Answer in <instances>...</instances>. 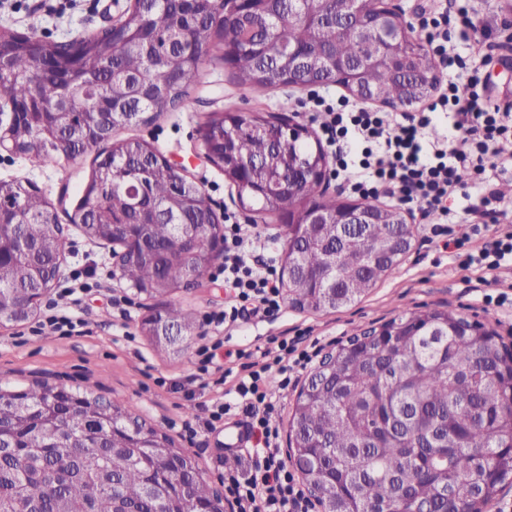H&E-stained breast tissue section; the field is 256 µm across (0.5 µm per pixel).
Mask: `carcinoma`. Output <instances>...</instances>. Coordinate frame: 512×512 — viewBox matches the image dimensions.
Masks as SVG:
<instances>
[{"instance_id": "cac0c4a2", "label": "carcinoma", "mask_w": 512, "mask_h": 512, "mask_svg": "<svg viewBox=\"0 0 512 512\" xmlns=\"http://www.w3.org/2000/svg\"><path fill=\"white\" fill-rule=\"evenodd\" d=\"M371 0H268L262 8L226 0H136L128 38L77 39L79 51L41 47L0 30V100L22 116L0 136L34 164L69 160L102 142L76 223L93 238L135 253L121 278L150 298L188 284L222 237L200 189L137 139L113 132L180 108L196 84L210 43L222 39L239 82L263 95L293 77L331 81L351 95L393 107L414 105L435 89L433 61L401 18L390 54L367 55L361 29L377 24ZM259 113L223 109L203 126L205 144L240 175L239 199L264 212L318 210L316 241L284 234L282 282L300 310L335 311L391 274L387 259L362 268L386 246L396 210L360 206L381 224L336 223L343 203L320 178L288 181L283 163L325 162L309 136L271 143ZM0 321L34 317L36 292L60 273L64 252L52 204L20 181H0ZM163 326L186 342L190 316L171 307ZM450 311L402 313L385 336H355L306 378L289 423V458L321 512H485L512 480V357L495 333ZM224 512V502L192 457L146 425L123 400L105 401L67 385L0 387V512Z\"/></svg>"}]
</instances>
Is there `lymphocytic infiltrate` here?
<instances>
[{
  "mask_svg": "<svg viewBox=\"0 0 512 512\" xmlns=\"http://www.w3.org/2000/svg\"><path fill=\"white\" fill-rule=\"evenodd\" d=\"M451 9L421 18L418 26L448 70V82L419 111L397 114L349 105L337 99L328 108L322 132L333 148L337 173L364 199L398 197L422 210L435 225L438 247L451 252L471 242L460 265L491 278L512 270V204L499 201L497 175L512 172V156L498 146L512 142V102L485 96L480 78L468 58L448 45V15L456 13L462 26L478 28L470 0H448ZM443 120L448 131L428 140L427 129ZM475 186L479 199L463 211L450 205L457 191ZM498 200L502 227L482 222L483 204ZM275 258L269 241L246 224L224 227V288L230 299L216 323L237 326L253 317L280 311V288L274 278ZM225 358H238L230 400L215 402L211 421L238 418L247 431L246 469L225 474L224 497L237 512H312L313 504L299 486L295 472L279 448L276 397L269 387L277 379L287 387L312 361L299 338L282 339L276 349L261 350L244 361L242 350L225 349Z\"/></svg>",
  "mask_w": 512,
  "mask_h": 512,
  "instance_id": "obj_1",
  "label": "lymphocytic infiltrate"
}]
</instances>
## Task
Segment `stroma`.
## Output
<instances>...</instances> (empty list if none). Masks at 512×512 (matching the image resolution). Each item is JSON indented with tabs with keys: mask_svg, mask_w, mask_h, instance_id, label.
<instances>
[{
	"mask_svg": "<svg viewBox=\"0 0 512 512\" xmlns=\"http://www.w3.org/2000/svg\"><path fill=\"white\" fill-rule=\"evenodd\" d=\"M131 0H7L0 8V28L67 42L92 36L117 23ZM479 20L497 31L496 46L485 51L480 43L464 41L460 26L449 23L451 43L475 54L478 75L491 95L512 98V0H472ZM223 46L215 43L202 57L199 77L184 105L153 120L117 129L113 137L137 138L183 165L202 185L216 215L235 214L239 223L257 225L274 243L276 259H283L284 226L279 213L244 209L223 170L204 162L198 128L208 114L231 107L240 112H278L303 125L311 140H321L320 118L312 107L315 96L336 99L347 91L336 85L306 89L278 86L258 97L242 86L223 60ZM97 150L72 161L47 160L31 167L22 156L0 158V181L36 184L53 203L60 223L69 227L65 260L52 288L41 300L36 318L0 323V385L26 387L42 381L87 388L109 400L127 401L147 424L167 434L177 448L192 455L206 481L224 489V450L237 434L235 423L213 431L190 434L187 420L205 421L207 406L223 399V374L213 371L209 386L189 395L185 384L195 372L200 347L221 342L244 350L274 347L286 336L301 337L313 348L314 361L334 352L352 336L379 326L403 311L450 310L493 331L505 350H512V311L486 301L498 295L501 284H477L475 274L460 268L451 254L436 250L426 238L429 225L420 221L415 206L398 205L385 197L380 206L400 207L414 226V241L401 265L380 281L360 302L335 312L314 313L284 305L278 315L251 320L227 329L212 322L224 308L227 294L221 262H214L200 282L156 298L140 294L121 279L112 257L113 244L89 239L74 224L83 192L96 167ZM177 307L193 322L185 353L157 348L141 330L148 315ZM53 314L76 320L72 334L38 331L39 322Z\"/></svg>",
	"mask_w": 512,
	"mask_h": 512,
	"instance_id": "stroma-1",
	"label": "stroma"
}]
</instances>
